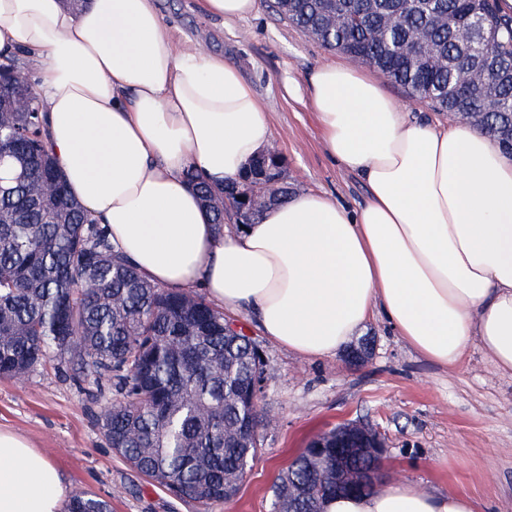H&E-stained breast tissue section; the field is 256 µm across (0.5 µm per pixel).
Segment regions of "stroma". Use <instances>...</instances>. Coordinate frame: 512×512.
Instances as JSON below:
<instances>
[{
    "instance_id": "35a3bbf8",
    "label": "stroma",
    "mask_w": 512,
    "mask_h": 512,
    "mask_svg": "<svg viewBox=\"0 0 512 512\" xmlns=\"http://www.w3.org/2000/svg\"><path fill=\"white\" fill-rule=\"evenodd\" d=\"M176 41L199 43L233 63L270 115V147L284 159L296 190L322 191L357 210L368 191L361 177L327 154L309 96V73L339 60L290 25L273 0L223 20L201 0H156ZM225 318L258 343L267 357L259 400L261 447L231 501L201 507L133 471L99 428L115 392L78 387L72 372L46 363L26 382L0 378V428L27 438L56 464L71 492L107 501L111 512H272L277 476L317 434L360 420L378 429L388 451L382 485L408 481L433 495L456 492L479 512H512V375L494 371L477 346L447 369L431 364L397 336L384 316L363 330L374 342L361 366L343 355L313 360L278 345L244 314Z\"/></svg>"
}]
</instances>
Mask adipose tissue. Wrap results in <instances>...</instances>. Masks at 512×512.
Here are the masks:
<instances>
[{
  "label": "adipose tissue",
  "mask_w": 512,
  "mask_h": 512,
  "mask_svg": "<svg viewBox=\"0 0 512 512\" xmlns=\"http://www.w3.org/2000/svg\"><path fill=\"white\" fill-rule=\"evenodd\" d=\"M39 66L38 105L69 190L151 281L204 290L264 336L336 356L375 314L430 362L470 344L512 373V158L466 123L411 119L361 68L309 76L329 156L366 182L348 211L321 191L218 232L188 182L217 189L266 151L268 112L237 67L178 47L154 0H0V62ZM55 463L0 429V512H63ZM325 512H477L469 497L396 482Z\"/></svg>",
  "instance_id": "obj_1"
}]
</instances>
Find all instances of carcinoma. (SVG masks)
<instances>
[{
    "label": "carcinoma",
    "mask_w": 512,
    "mask_h": 512,
    "mask_svg": "<svg viewBox=\"0 0 512 512\" xmlns=\"http://www.w3.org/2000/svg\"><path fill=\"white\" fill-rule=\"evenodd\" d=\"M497 0H275L280 16L329 50L368 65L407 94L454 115L512 156V78L471 70L487 57L512 70V16ZM481 18L494 33L466 49L456 30ZM416 30L422 48H410ZM10 149L0 191V377H28L46 358L74 380L109 386L120 399L100 416L103 436L129 466L180 499L226 503L257 454L261 415L252 399L251 340L224 333V312L194 292L151 283L117 248L105 225L68 191L47 141L45 115L0 112ZM235 183L213 223L240 207ZM207 407L199 413L198 405ZM369 457L345 471L379 469ZM336 474L312 448L273 486V512H324ZM67 512H109L79 493Z\"/></svg>",
    "instance_id": "cac0c4a2"
}]
</instances>
